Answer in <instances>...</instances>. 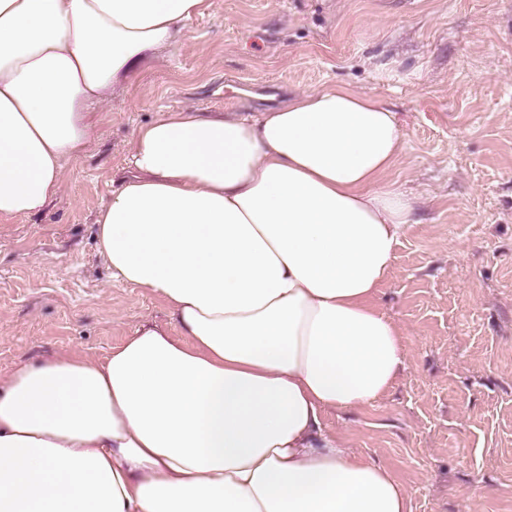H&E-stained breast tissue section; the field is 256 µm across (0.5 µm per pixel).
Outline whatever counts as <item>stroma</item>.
<instances>
[{
  "instance_id": "stroma-1",
  "label": "stroma",
  "mask_w": 512,
  "mask_h": 512,
  "mask_svg": "<svg viewBox=\"0 0 512 512\" xmlns=\"http://www.w3.org/2000/svg\"><path fill=\"white\" fill-rule=\"evenodd\" d=\"M340 82L405 132L389 180L417 198L374 300L407 356L373 407L324 430L383 463L412 512L512 506V0H211L181 47L97 106L42 214L0 223V375L62 352L99 360L142 326L178 333L158 296L113 274L97 215L128 142L160 113L251 115Z\"/></svg>"
}]
</instances>
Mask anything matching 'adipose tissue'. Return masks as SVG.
Here are the masks:
<instances>
[{
  "label": "adipose tissue",
  "instance_id": "ef3b65f1",
  "mask_svg": "<svg viewBox=\"0 0 512 512\" xmlns=\"http://www.w3.org/2000/svg\"><path fill=\"white\" fill-rule=\"evenodd\" d=\"M209 6L0 0V223L42 212L96 135L89 105ZM403 142L385 100L340 84L138 127L98 247L180 334L0 377V512H411L387 466L322 427L404 364L372 304L414 221L387 179Z\"/></svg>",
  "mask_w": 512,
  "mask_h": 512
}]
</instances>
